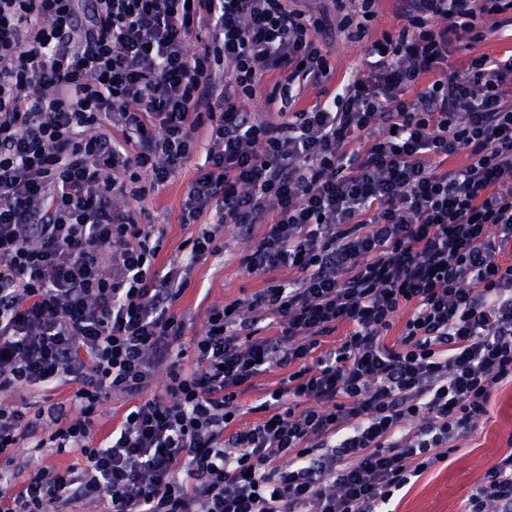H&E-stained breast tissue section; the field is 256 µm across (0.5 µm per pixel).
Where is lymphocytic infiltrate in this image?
Returning a JSON list of instances; mask_svg holds the SVG:
<instances>
[{
    "label": "lymphocytic infiltrate",
    "mask_w": 512,
    "mask_h": 512,
    "mask_svg": "<svg viewBox=\"0 0 512 512\" xmlns=\"http://www.w3.org/2000/svg\"><path fill=\"white\" fill-rule=\"evenodd\" d=\"M332 2L364 44L334 93L323 21L289 0H0V391L71 384L80 406L46 439L0 406V512H384L512 383V53L448 62L512 0H398L374 40L376 0ZM260 92L276 118L244 108ZM204 126L181 223L265 225L246 271L298 277L211 307L187 373V268L156 271L164 232L122 203ZM117 392L138 403L93 443ZM27 439L84 464L19 478ZM464 512H512V452ZM287 375V370H274L271 373L259 378L257 381L259 384H261L260 389L250 392L241 401V403L244 405L243 411H247V408L253 406L255 400L262 397L267 390L278 386L279 380L287 377Z\"/></svg>",
    "instance_id": "lymphocytic-infiltrate-1"
}]
</instances>
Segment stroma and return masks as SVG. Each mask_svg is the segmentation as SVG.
I'll use <instances>...</instances> for the list:
<instances>
[{
  "instance_id": "obj_1",
  "label": "stroma",
  "mask_w": 512,
  "mask_h": 512,
  "mask_svg": "<svg viewBox=\"0 0 512 512\" xmlns=\"http://www.w3.org/2000/svg\"><path fill=\"white\" fill-rule=\"evenodd\" d=\"M317 38L321 46L328 49L337 78H344L359 68L362 44L347 39L330 26L318 33ZM207 148L206 134L198 133L191 155L164 186L148 192L141 203L139 223L152 224L166 231L159 265L188 256L185 244L200 230L196 224H181L180 214L187 192L205 164ZM263 230L260 224L254 225L249 233L235 225H225L217 237V252L193 264L187 276V286L173 307L174 313L184 320L181 338L186 352L182 360L184 368L190 369L195 365L193 340L203 335L207 312L212 306L247 300L265 287L267 279L285 282L292 278V271L285 267L268 277L252 275L244 270L242 259L253 236L261 235ZM511 437L512 386L504 384L493 389L487 415L462 441L459 450L447 463L427 471L403 498L393 501V512H462L479 479L500 456L512 449L507 444Z\"/></svg>"
}]
</instances>
